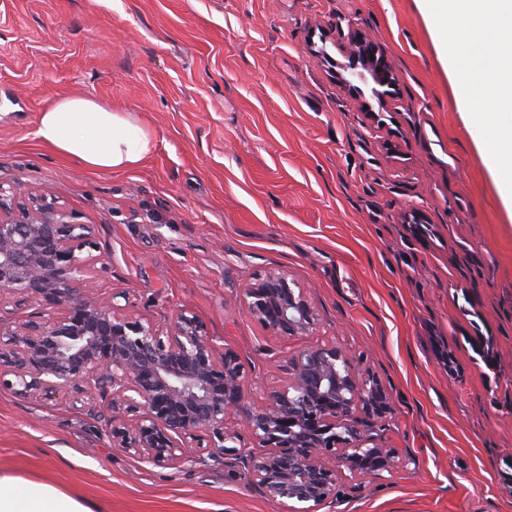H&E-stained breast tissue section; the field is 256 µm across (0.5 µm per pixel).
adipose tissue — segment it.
Listing matches in <instances>:
<instances>
[{
  "instance_id": "adipose-tissue-1",
  "label": "adipose tissue",
  "mask_w": 512,
  "mask_h": 512,
  "mask_svg": "<svg viewBox=\"0 0 512 512\" xmlns=\"http://www.w3.org/2000/svg\"><path fill=\"white\" fill-rule=\"evenodd\" d=\"M36 136L57 153L103 171L134 166L154 146L152 133L128 114L77 96L60 98L41 112ZM0 512L93 510L79 495L0 470Z\"/></svg>"
}]
</instances>
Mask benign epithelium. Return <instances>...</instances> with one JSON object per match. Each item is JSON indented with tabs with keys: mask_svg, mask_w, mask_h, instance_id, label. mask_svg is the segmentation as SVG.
Wrapping results in <instances>:
<instances>
[{
	"mask_svg": "<svg viewBox=\"0 0 512 512\" xmlns=\"http://www.w3.org/2000/svg\"><path fill=\"white\" fill-rule=\"evenodd\" d=\"M351 62L343 83L383 93L391 67L366 34L350 30L340 44ZM0 184V303L32 301L54 315L0 322V387L23 397L73 398L86 404L109 392L112 443L155 466L187 460L186 448L237 468L289 512H319L339 494L342 477L363 484L398 467L395 451L369 434L391 413L379 380L325 343L288 359V379L263 406L246 408V370L220 348L203 323L180 313L166 327L123 310L95 289L93 226L44 194L13 208ZM246 314L279 336L305 334L316 314L303 289L269 272L243 289ZM245 417L256 448L233 426Z\"/></svg>",
	"mask_w": 512,
	"mask_h": 512,
	"instance_id": "benign-epithelium-1",
	"label": "benign epithelium"
}]
</instances>
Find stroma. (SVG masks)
Instances as JSON below:
<instances>
[{"mask_svg": "<svg viewBox=\"0 0 512 512\" xmlns=\"http://www.w3.org/2000/svg\"><path fill=\"white\" fill-rule=\"evenodd\" d=\"M351 28L386 55L387 102L338 80ZM439 41L420 0H0V184L93 226L99 292L156 324L196 316L239 354L248 408L329 341L391 394L374 433L398 468L320 512H512V213ZM65 96L128 113L153 150L111 172L58 155L35 131ZM271 271L303 288L313 332L246 315ZM0 468L94 512H288L223 462L156 467L83 404L7 389Z\"/></svg>", "mask_w": 512, "mask_h": 512, "instance_id": "stroma-1", "label": "stroma"}]
</instances>
